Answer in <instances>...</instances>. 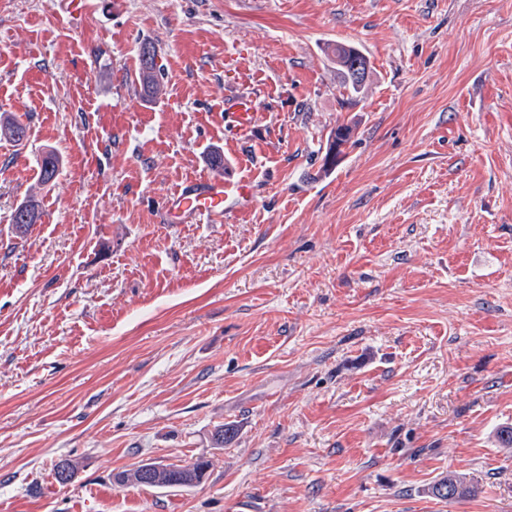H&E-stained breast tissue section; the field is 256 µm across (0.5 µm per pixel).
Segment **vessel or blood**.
<instances>
[{"label": "vessel or blood", "mask_w": 512, "mask_h": 512, "mask_svg": "<svg viewBox=\"0 0 512 512\" xmlns=\"http://www.w3.org/2000/svg\"><path fill=\"white\" fill-rule=\"evenodd\" d=\"M224 214L223 179H204L192 182L165 204L168 223L183 224L187 221L215 220Z\"/></svg>", "instance_id": "vessel-or-blood-1"}]
</instances>
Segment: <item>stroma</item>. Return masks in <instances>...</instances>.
Wrapping results in <instances>:
<instances>
[{"mask_svg":"<svg viewBox=\"0 0 512 512\" xmlns=\"http://www.w3.org/2000/svg\"><path fill=\"white\" fill-rule=\"evenodd\" d=\"M0 54V512H512V0H0ZM221 175L222 222L163 221ZM140 81L145 94L154 96L159 90V76L164 72L158 65L156 48L151 43H143L140 48ZM349 44L336 43L333 50L334 61H336V70L341 75L342 86L353 96L361 93L370 75V67L365 56L362 54L360 59H353L350 55ZM359 60V67L355 63ZM40 219L41 212L38 200L31 196L27 201L16 206L12 212L11 224L14 233L20 238L27 236ZM208 467V461L204 458H198L192 464L185 466L172 464L173 469L169 471L166 482L174 481L177 483L169 488L196 486L203 482ZM178 483H181V485ZM167 470L166 464L155 462L140 464L134 468L136 472L135 481L141 485L161 488L165 485L163 476L167 473ZM478 486L467 480V477L448 473L437 479L429 488V492L441 501H453L478 493Z\"/></svg>","mask_w":512,"mask_h":512,"instance_id":"stroma-1","label":"stroma"}]
</instances>
